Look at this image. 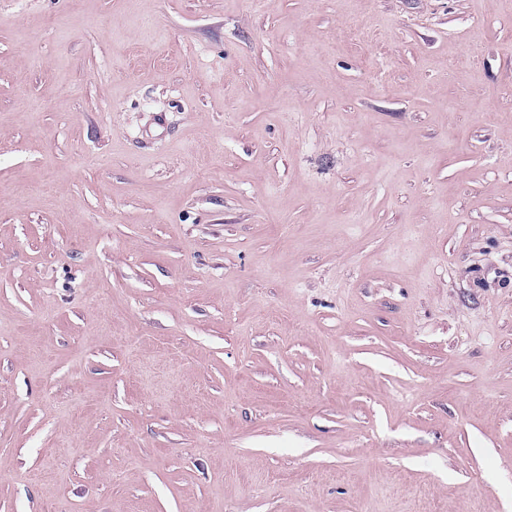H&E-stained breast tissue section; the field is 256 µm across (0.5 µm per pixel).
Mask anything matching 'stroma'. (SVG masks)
I'll use <instances>...</instances> for the list:
<instances>
[{
	"mask_svg": "<svg viewBox=\"0 0 512 512\" xmlns=\"http://www.w3.org/2000/svg\"><path fill=\"white\" fill-rule=\"evenodd\" d=\"M0 512H512V0H0Z\"/></svg>",
	"mask_w": 512,
	"mask_h": 512,
	"instance_id": "stroma-1",
	"label": "stroma"
}]
</instances>
